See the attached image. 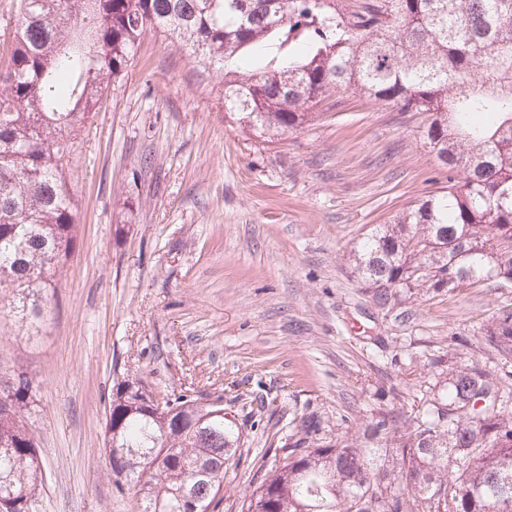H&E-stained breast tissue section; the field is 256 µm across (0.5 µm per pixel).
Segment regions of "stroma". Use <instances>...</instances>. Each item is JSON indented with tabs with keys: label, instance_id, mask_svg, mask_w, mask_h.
Here are the masks:
<instances>
[{
	"label": "stroma",
	"instance_id": "obj_1",
	"mask_svg": "<svg viewBox=\"0 0 512 512\" xmlns=\"http://www.w3.org/2000/svg\"><path fill=\"white\" fill-rule=\"evenodd\" d=\"M222 72L148 34L75 144L79 241L37 335L0 316V376L35 379L28 422L43 482L29 512H129L103 452L113 387L220 392L246 424L219 512H240L269 446L313 413L327 438L414 409L430 363L458 350L494 366L480 328L512 309L497 281L391 310L355 281L350 250L441 191L420 118L358 94L270 142L227 117ZM263 408L267 426L249 428Z\"/></svg>",
	"mask_w": 512,
	"mask_h": 512
}]
</instances>
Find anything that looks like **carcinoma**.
I'll list each match as a JSON object with an SVG mask.
<instances>
[{
	"instance_id": "carcinoma-1",
	"label": "carcinoma",
	"mask_w": 512,
	"mask_h": 512,
	"mask_svg": "<svg viewBox=\"0 0 512 512\" xmlns=\"http://www.w3.org/2000/svg\"><path fill=\"white\" fill-rule=\"evenodd\" d=\"M15 13L0 54V287L22 317H43L76 248L75 140L149 33L210 66L252 49L224 108L268 142L320 121L335 93L423 116L448 190L351 250L376 306L512 278V0H16ZM481 335L511 360L512 309ZM432 366L440 390L414 416L394 404L332 442L301 415L240 512H512V370L452 354ZM33 393L19 371L0 399V494L19 501L4 512H26L42 480ZM243 444L222 395L161 396L136 377L112 393L104 455L117 490L135 484L133 512H181L187 493L209 512Z\"/></svg>"
}]
</instances>
